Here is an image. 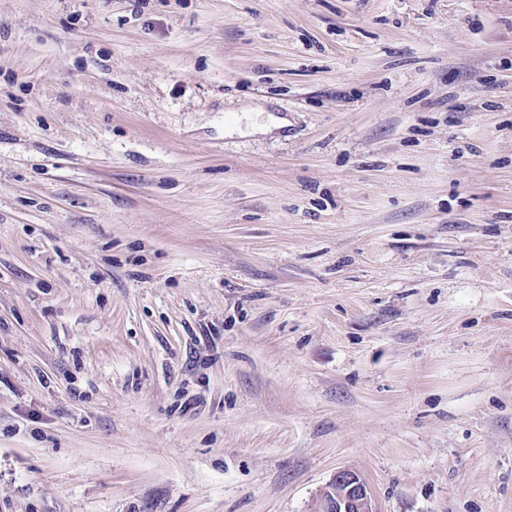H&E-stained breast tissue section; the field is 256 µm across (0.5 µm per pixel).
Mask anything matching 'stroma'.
<instances>
[{"mask_svg":"<svg viewBox=\"0 0 512 512\" xmlns=\"http://www.w3.org/2000/svg\"><path fill=\"white\" fill-rule=\"evenodd\" d=\"M343 469L512 512V0H0V512Z\"/></svg>","mask_w":512,"mask_h":512,"instance_id":"35a3bbf8","label":"stroma"}]
</instances>
